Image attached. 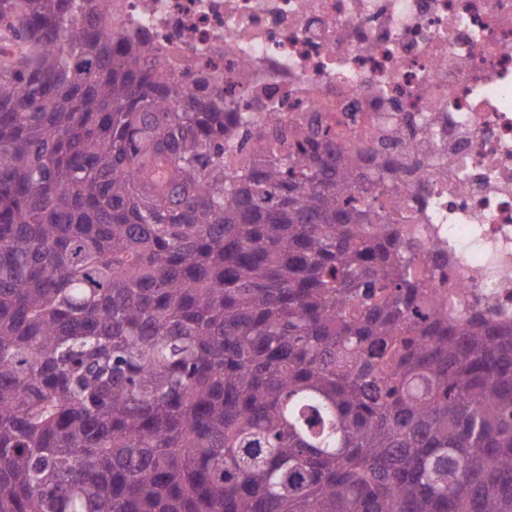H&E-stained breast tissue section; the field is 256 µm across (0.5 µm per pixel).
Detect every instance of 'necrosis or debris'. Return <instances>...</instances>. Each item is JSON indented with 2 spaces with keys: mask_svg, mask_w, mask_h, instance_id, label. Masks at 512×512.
<instances>
[{
  "mask_svg": "<svg viewBox=\"0 0 512 512\" xmlns=\"http://www.w3.org/2000/svg\"><path fill=\"white\" fill-rule=\"evenodd\" d=\"M112 31L225 111L331 129L449 310L512 323V0H112Z\"/></svg>",
  "mask_w": 512,
  "mask_h": 512,
  "instance_id": "obj_1",
  "label": "necrosis or debris"
}]
</instances>
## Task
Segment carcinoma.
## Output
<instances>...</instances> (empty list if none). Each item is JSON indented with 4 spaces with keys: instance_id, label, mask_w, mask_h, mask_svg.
Masks as SVG:
<instances>
[{
    "instance_id": "cac0c4a2",
    "label": "carcinoma",
    "mask_w": 512,
    "mask_h": 512,
    "mask_svg": "<svg viewBox=\"0 0 512 512\" xmlns=\"http://www.w3.org/2000/svg\"><path fill=\"white\" fill-rule=\"evenodd\" d=\"M0 512H512V325L448 322L329 131L0 0Z\"/></svg>"
}]
</instances>
